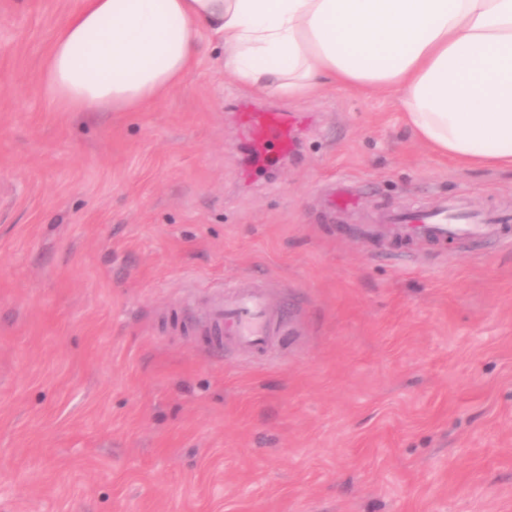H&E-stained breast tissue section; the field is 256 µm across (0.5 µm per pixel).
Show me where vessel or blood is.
I'll return each mask as SVG.
<instances>
[{
	"label": "vessel or blood",
	"instance_id": "b4317fda",
	"mask_svg": "<svg viewBox=\"0 0 512 512\" xmlns=\"http://www.w3.org/2000/svg\"><path fill=\"white\" fill-rule=\"evenodd\" d=\"M258 159L284 158L296 148L295 121L286 113L247 108L238 114ZM392 235L431 242L475 240L506 232L512 218L472 211L465 198L444 200L431 208L397 211L387 217ZM273 291L261 280L238 281L215 289L203 318L192 331L208 343L265 355L288 333V320L272 304Z\"/></svg>",
	"mask_w": 512,
	"mask_h": 512
}]
</instances>
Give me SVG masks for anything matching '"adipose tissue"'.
Masks as SVG:
<instances>
[{
	"label": "adipose tissue",
	"instance_id": "1",
	"mask_svg": "<svg viewBox=\"0 0 512 512\" xmlns=\"http://www.w3.org/2000/svg\"><path fill=\"white\" fill-rule=\"evenodd\" d=\"M205 31L254 92L393 90L435 154L512 168V0H84L44 90L63 112L140 110L194 66Z\"/></svg>",
	"mask_w": 512,
	"mask_h": 512
}]
</instances>
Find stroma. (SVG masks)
<instances>
[{"instance_id":"35a3bbf8","label":"stroma","mask_w":512,"mask_h":512,"mask_svg":"<svg viewBox=\"0 0 512 512\" xmlns=\"http://www.w3.org/2000/svg\"><path fill=\"white\" fill-rule=\"evenodd\" d=\"M80 3L0 0V512H512V236L366 233L512 211V169L436 156L390 93H254L209 35L140 111H59L43 68ZM244 100L310 116L287 162L250 173ZM252 278L288 343L187 332ZM390 233L431 242L489 238L508 231L512 216L473 212L464 197L446 199L431 208L397 211L387 216Z\"/></svg>"}]
</instances>
